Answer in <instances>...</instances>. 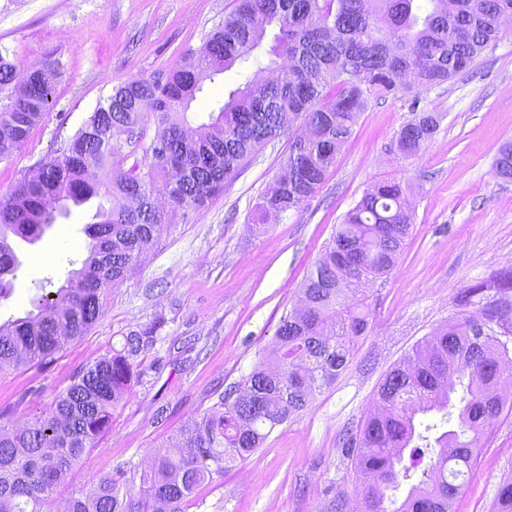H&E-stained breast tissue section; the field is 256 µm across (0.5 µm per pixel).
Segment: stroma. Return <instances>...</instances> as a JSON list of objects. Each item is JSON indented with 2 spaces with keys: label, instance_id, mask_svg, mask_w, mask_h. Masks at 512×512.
<instances>
[{
  "label": "stroma",
  "instance_id": "35a3bbf8",
  "mask_svg": "<svg viewBox=\"0 0 512 512\" xmlns=\"http://www.w3.org/2000/svg\"><path fill=\"white\" fill-rule=\"evenodd\" d=\"M233 0H0V46L18 69L58 61L53 100L27 144L0 161V198L53 155L114 86L145 78L200 46ZM256 67L203 83L191 105L206 112ZM438 116L436 133L402 158L389 146L416 113ZM304 130L290 119L228 179L206 210L178 224L142 269L111 290L103 318L51 363L0 374V408L14 419L44 411L82 367L120 348L130 331H150L128 400L72 487L89 486L117 465L166 451L174 431L212 406L218 392L246 376L275 341L283 312L296 306L304 281L345 214L377 183L407 195L411 228L391 273L364 286L365 335L353 344L336 382L279 426L223 480L202 487L189 512H331L338 498L358 501V483L342 436L376 405L384 376L440 328L477 315L461 305L467 288L512 269V178L497 158L512 142V33L492 43L447 82L411 86L371 101L315 194L297 208L255 221L257 205L283 173L290 139ZM92 206L71 208L34 244L21 245L22 268L0 317L23 315L41 282L62 284L85 255ZM512 480V394L485 430L477 464L456 512H492L501 483Z\"/></svg>",
  "mask_w": 512,
  "mask_h": 512
}]
</instances>
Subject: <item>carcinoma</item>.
<instances>
[{
    "label": "carcinoma",
    "instance_id": "carcinoma-1",
    "mask_svg": "<svg viewBox=\"0 0 512 512\" xmlns=\"http://www.w3.org/2000/svg\"><path fill=\"white\" fill-rule=\"evenodd\" d=\"M197 48L180 63L112 88L58 155L39 163L0 201V302L11 297L22 262L17 244L37 242L66 202L97 201L86 225L87 255L56 290L38 291L30 309L0 323V373L54 360L87 335L105 313L110 289L133 277L174 225L198 213L224 182L285 132V115L302 117L291 140L285 175L259 210L276 215L316 192L359 115L373 98L402 86L441 84L467 69L502 34L512 0H235ZM276 30L270 44L264 39ZM277 72L229 92L197 126L188 111L202 82L237 62ZM51 63L26 69L0 53V159L28 140L52 100ZM436 116L404 124L393 148L415 154L432 138ZM153 135H148L149 125ZM123 139L142 158L116 154ZM512 178V143L497 159ZM112 201L107 207L104 201ZM410 230L400 185L377 184L336 226L331 243L307 275L302 309L282 314L275 336L277 367L262 359L206 412L171 438L174 452L149 463L117 466L92 490H73L68 512H187L196 493L224 478L228 464L261 447L276 427L305 409L316 392L346 369L355 340L368 328L359 286L385 277ZM500 295L470 317L416 346L378 389V410L346 435L345 453L359 481L360 512H449L477 462L476 447L504 401L490 388L512 363V269L500 272ZM488 326L478 341L477 322ZM147 346L131 331L121 348L80 368L40 415L21 423L0 417V512H52L71 472L88 460L127 397L135 359ZM464 387L459 402L457 386ZM410 484L399 501L388 494ZM496 512H512V482L503 483Z\"/></svg>",
    "mask_w": 512,
    "mask_h": 512
}]
</instances>
